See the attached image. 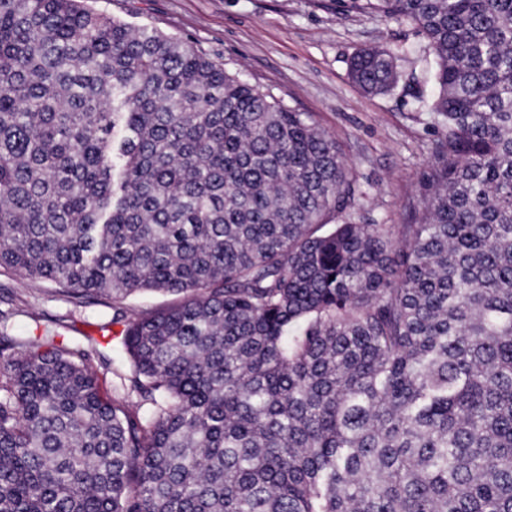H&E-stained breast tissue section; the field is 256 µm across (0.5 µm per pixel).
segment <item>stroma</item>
I'll return each mask as SVG.
<instances>
[{"instance_id":"35a3bbf8","label":"stroma","mask_w":512,"mask_h":512,"mask_svg":"<svg viewBox=\"0 0 512 512\" xmlns=\"http://www.w3.org/2000/svg\"><path fill=\"white\" fill-rule=\"evenodd\" d=\"M134 26L191 42L251 84L313 113L340 144L362 191L358 224L405 223L440 127L423 104L433 94L432 59L411 25L363 14L338 0H93ZM366 47L400 52V80L386 94L352 81ZM0 313L13 336L50 329L68 340L117 334L111 304H80L53 289L0 272Z\"/></svg>"}]
</instances>
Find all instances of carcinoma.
I'll return each mask as SVG.
<instances>
[{
    "instance_id": "obj_1",
    "label": "carcinoma",
    "mask_w": 512,
    "mask_h": 512,
    "mask_svg": "<svg viewBox=\"0 0 512 512\" xmlns=\"http://www.w3.org/2000/svg\"><path fill=\"white\" fill-rule=\"evenodd\" d=\"M414 26L441 124L405 224L310 112L89 0H0V269L177 300L88 351L0 327V512H512V0ZM365 93L396 54L361 49ZM137 401H132V398Z\"/></svg>"
}]
</instances>
